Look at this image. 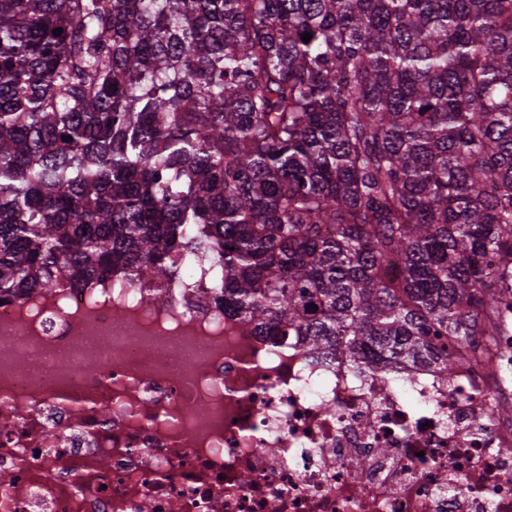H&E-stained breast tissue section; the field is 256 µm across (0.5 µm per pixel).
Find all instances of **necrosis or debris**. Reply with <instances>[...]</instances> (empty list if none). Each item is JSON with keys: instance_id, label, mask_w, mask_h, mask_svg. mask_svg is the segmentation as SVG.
Masks as SVG:
<instances>
[{"instance_id": "necrosis-or-debris-1", "label": "necrosis or debris", "mask_w": 512, "mask_h": 512, "mask_svg": "<svg viewBox=\"0 0 512 512\" xmlns=\"http://www.w3.org/2000/svg\"><path fill=\"white\" fill-rule=\"evenodd\" d=\"M213 276L0 303V512H512V336L383 383L240 331Z\"/></svg>"}]
</instances>
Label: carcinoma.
I'll return each mask as SVG.
<instances>
[{
	"instance_id": "cac0c4a2",
	"label": "carcinoma",
	"mask_w": 512,
	"mask_h": 512,
	"mask_svg": "<svg viewBox=\"0 0 512 512\" xmlns=\"http://www.w3.org/2000/svg\"><path fill=\"white\" fill-rule=\"evenodd\" d=\"M195 262L384 374L512 333V0H0V299Z\"/></svg>"
}]
</instances>
